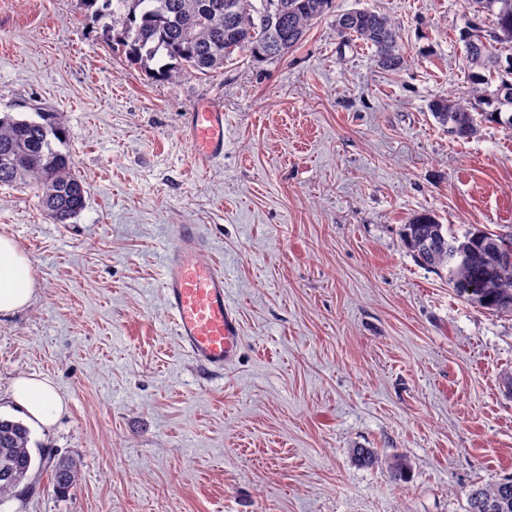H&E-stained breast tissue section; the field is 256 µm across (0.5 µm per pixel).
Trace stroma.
I'll use <instances>...</instances> for the list:
<instances>
[{"instance_id":"obj_1","label":"stroma","mask_w":512,"mask_h":512,"mask_svg":"<svg viewBox=\"0 0 512 512\" xmlns=\"http://www.w3.org/2000/svg\"><path fill=\"white\" fill-rule=\"evenodd\" d=\"M388 17L405 57L336 31ZM467 0H334L282 58L155 81L113 57L78 0H0V113H57L86 206L69 224L0 187V234L34 295L0 318V416L12 382L67 404L30 431L34 466L0 512H464L512 474V316L467 303L420 265L403 224L512 227V129L449 137L429 105L466 91ZM224 107V159L197 169L184 113ZM175 224L199 225L244 336L205 376L160 292ZM371 448L376 466L352 451ZM403 457L406 479L390 463ZM78 479L54 492L52 462ZM336 29L343 38H355L374 48L376 66L385 71L397 70L404 58L398 35L391 21L369 9H354L336 16Z\"/></svg>"}]
</instances>
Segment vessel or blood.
Returning a JSON list of instances; mask_svg holds the SVG:
<instances>
[{"mask_svg":"<svg viewBox=\"0 0 512 512\" xmlns=\"http://www.w3.org/2000/svg\"><path fill=\"white\" fill-rule=\"evenodd\" d=\"M193 158L206 168L224 158V108L208 102L185 115ZM208 247L198 225L177 224L164 259L161 291L179 346L208 372L232 366L242 346V327L221 266L202 262Z\"/></svg>","mask_w":512,"mask_h":512,"instance_id":"obj_1","label":"vessel or blood"}]
</instances>
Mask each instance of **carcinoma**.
Masks as SVG:
<instances>
[{
	"instance_id": "cac0c4a2",
	"label": "carcinoma",
	"mask_w": 512,
	"mask_h": 512,
	"mask_svg": "<svg viewBox=\"0 0 512 512\" xmlns=\"http://www.w3.org/2000/svg\"><path fill=\"white\" fill-rule=\"evenodd\" d=\"M93 10L112 51L139 64L160 81L177 82L184 72L208 76L233 55L255 60L288 55L311 22L333 0H79ZM493 17L488 30L473 23L464 33L469 90L434 100L436 122L457 139H468L481 121L512 126V54L492 51V43L512 44V0H474ZM343 38L374 48L376 66L398 69L404 58L391 21L369 9L336 16ZM158 67H151L153 63ZM34 119L0 116V186L28 188L55 224H69L85 207V186L73 170L65 145L68 130L52 113ZM401 240L423 266L448 271V285L466 302L494 313H512V231L473 229L459 235L430 213L402 226ZM30 431L22 422L0 417V503L28 478ZM77 464L53 466L55 492L74 489ZM464 512H512V475L475 486Z\"/></svg>"
}]
</instances>
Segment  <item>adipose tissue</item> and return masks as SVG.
Wrapping results in <instances>:
<instances>
[{
    "label": "adipose tissue",
    "instance_id": "adipose-tissue-1",
    "mask_svg": "<svg viewBox=\"0 0 512 512\" xmlns=\"http://www.w3.org/2000/svg\"><path fill=\"white\" fill-rule=\"evenodd\" d=\"M33 295L30 265L15 241L0 235V316H9L27 307ZM12 396L30 422L51 424L65 409L53 385L36 376H22L13 383Z\"/></svg>",
    "mask_w": 512,
    "mask_h": 512
}]
</instances>
